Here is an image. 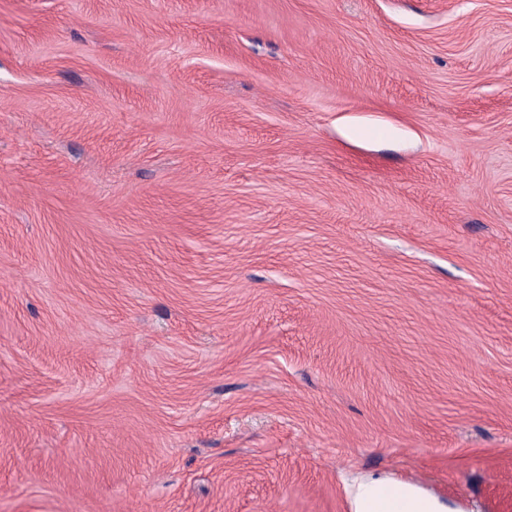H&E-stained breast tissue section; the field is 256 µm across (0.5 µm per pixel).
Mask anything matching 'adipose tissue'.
<instances>
[{"label":"adipose tissue","mask_w":512,"mask_h":512,"mask_svg":"<svg viewBox=\"0 0 512 512\" xmlns=\"http://www.w3.org/2000/svg\"><path fill=\"white\" fill-rule=\"evenodd\" d=\"M388 481L372 476L353 488L354 512H449L439 499L424 494L410 483L393 485L395 494H388Z\"/></svg>","instance_id":"obj_1"}]
</instances>
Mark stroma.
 Returning <instances> with one entry per match:
<instances>
[{
    "label": "stroma",
    "instance_id": "35a3bbf8",
    "mask_svg": "<svg viewBox=\"0 0 512 512\" xmlns=\"http://www.w3.org/2000/svg\"><path fill=\"white\" fill-rule=\"evenodd\" d=\"M512 512V0H0V512ZM394 488L397 494L386 493ZM354 512H455L439 499L424 494L410 483L392 485L380 476L356 483L352 492Z\"/></svg>",
    "mask_w": 512,
    "mask_h": 512
}]
</instances>
